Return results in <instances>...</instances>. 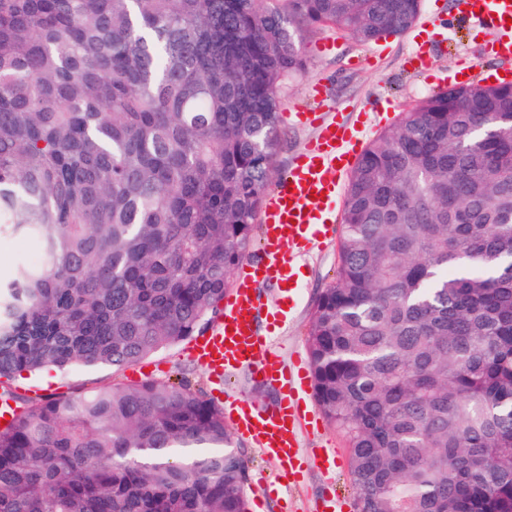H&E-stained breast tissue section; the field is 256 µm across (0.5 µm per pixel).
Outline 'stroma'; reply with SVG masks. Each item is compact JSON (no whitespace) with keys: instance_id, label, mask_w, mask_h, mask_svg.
I'll return each mask as SVG.
<instances>
[{"instance_id":"35a3bbf8","label":"stroma","mask_w":512,"mask_h":512,"mask_svg":"<svg viewBox=\"0 0 512 512\" xmlns=\"http://www.w3.org/2000/svg\"><path fill=\"white\" fill-rule=\"evenodd\" d=\"M452 2L423 0L421 20H438L439 31L432 38L436 51L431 63L419 67L410 64L416 35L412 29L370 44L329 26L306 33L307 68L290 78L282 92L281 128L285 137L276 150L273 181L284 177L293 158L312 134L311 129L295 124L293 113L321 112L331 106L340 112L353 113L358 126L364 127L367 139L372 140L397 123L407 104L442 89L445 79L455 70L474 66V83H483L486 70L493 68L494 63L484 57L483 43L478 42L468 25L454 15ZM317 83L326 88V100L315 98L313 86ZM338 261V243L334 240L315 245L302 258L292 315L275 338L286 362L307 359L306 333L314 303L319 293L334 281ZM147 378L170 382L184 378L206 396L216 394L208 369L190 360L181 344L161 350L141 365L122 372L75 365L62 371L46 369L22 375L13 386L22 395L45 398L61 392L84 391L112 381ZM320 438L337 450L334 473H324L312 463L313 449ZM241 448L247 464L249 512H285L290 506L295 512H314L318 500L328 494L341 496L347 505L355 503L349 451L342 436L328 421H321L318 432H302L305 467L299 484L286 498L275 491L261 492L258 485L262 479L275 481L279 474L277 464L263 459L249 441H242Z\"/></svg>"}]
</instances>
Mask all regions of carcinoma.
Wrapping results in <instances>:
<instances>
[{
    "label": "carcinoma",
    "mask_w": 512,
    "mask_h": 512,
    "mask_svg": "<svg viewBox=\"0 0 512 512\" xmlns=\"http://www.w3.org/2000/svg\"><path fill=\"white\" fill-rule=\"evenodd\" d=\"M422 0H0V384L123 370L205 333L249 255L281 91L319 26ZM512 83L417 100L352 168L307 333L357 512H512ZM0 512H248L224 406L182 381L24 399ZM495 488V494L487 491ZM36 256L35 244L22 236L0 237V278L12 279L22 260H31Z\"/></svg>",
    "instance_id": "cac0c4a2"
}]
</instances>
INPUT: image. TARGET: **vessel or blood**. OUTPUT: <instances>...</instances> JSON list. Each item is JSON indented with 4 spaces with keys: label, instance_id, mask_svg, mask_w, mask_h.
Returning a JSON list of instances; mask_svg holds the SVG:
<instances>
[{
    "label": "vessel or blood",
    "instance_id": "b4317fda",
    "mask_svg": "<svg viewBox=\"0 0 512 512\" xmlns=\"http://www.w3.org/2000/svg\"><path fill=\"white\" fill-rule=\"evenodd\" d=\"M458 11L473 30L490 32L488 49L496 59L512 61V0H458ZM298 118L317 133L263 198L260 254L241 263L224 296L223 315L189 346L191 356L214 378L229 379L245 365L276 391V400L268 405L226 398L224 418L262 457L277 462L292 482L303 467L301 427L317 426L318 419L300 408L309 387L306 369L284 363L272 334L283 326L294 302L300 257L313 240L336 235L340 178L361 145L359 130L336 119L318 112H302ZM266 284L277 285L279 296L264 297L261 288Z\"/></svg>",
    "mask_w": 512,
    "mask_h": 512
}]
</instances>
